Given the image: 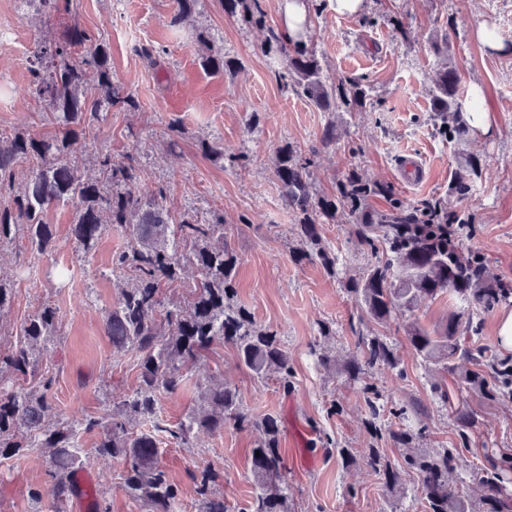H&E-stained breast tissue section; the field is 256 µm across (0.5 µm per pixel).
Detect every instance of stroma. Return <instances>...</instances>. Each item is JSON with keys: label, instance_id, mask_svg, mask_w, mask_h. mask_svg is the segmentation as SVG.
<instances>
[{"label": "stroma", "instance_id": "obj_1", "mask_svg": "<svg viewBox=\"0 0 512 512\" xmlns=\"http://www.w3.org/2000/svg\"><path fill=\"white\" fill-rule=\"evenodd\" d=\"M174 15L173 0H68L66 10L50 15L25 10L20 0H0V24L11 30L8 47L0 48V97L13 103L12 110L0 112V129L55 131L28 92L37 37L61 40L75 25L101 33L110 45L113 80L140 107L106 113L79 141L76 155L89 162L105 147L115 158H135L141 189L168 185L172 211L202 219L222 211L237 256L235 302L258 327L276 332L295 374L292 391H283L277 382L254 378L234 347L220 345L186 373L178 393L162 395L163 418L177 424L197 403V381L223 376L255 419L277 420L283 474L296 512H425L413 477H405L403 493L394 495L368 466L372 445L391 459L398 450L390 440L373 441L364 426L360 390L346 383L340 369L352 353L350 323L360 312L348 284L376 260L354 232L360 218L346 213L322 224L335 267L297 260L299 215L282 197L276 154L288 147L312 156L310 181L320 195H333L339 180L357 172L384 188L369 200V210L389 211L398 199L458 214L464 221L460 250L484 253L489 277L512 288V0H364L355 15L336 13L331 0H314L305 42L320 59L326 81H355L368 91L361 104H340L332 112L320 111L281 78L280 62L266 53L268 28L231 12L224 0H200L196 12L180 22ZM484 28L496 33V45L480 39ZM201 32L207 43L198 41ZM137 45L161 49L157 63L137 56ZM209 48L228 61L223 74L204 72L201 55ZM446 66L461 77L459 104L475 100L494 115L490 134L459 143L440 133L431 88ZM172 121L184 135L171 149L165 131ZM331 123L336 141L320 146ZM209 144L223 147V160L212 161ZM407 152L426 166L421 185L409 187L399 179ZM472 159L479 161L481 176L467 195H457L455 176ZM74 215L69 205L46 212L56 240L51 252H33L19 238L0 253V280L12 288L11 307L0 319V343L13 342L42 303L57 309L60 334L40 368L53 378L48 395L59 419L69 422L104 414L110 401L133 392L139 372L138 354L113 349L104 328L124 279L113 271L112 256L128 239L115 226L84 252L72 234ZM461 307L454 294L445 293L386 327L366 326L391 342L398 357L397 368H375L369 381L386 407L413 400L425 408V448L454 447L455 421L434 395L441 374L416 354L404 327L413 321L437 326ZM324 323L333 339L321 337ZM316 346L335 355L336 367L319 363ZM467 401L478 414L481 440L491 448H512V397L489 402L471 395ZM258 437L257 430L229 425L220 434L200 433L192 448L162 444L161 461L181 491L183 512H197L191 473L201 462L223 473L218 490L225 502L244 507L255 492L251 451ZM99 439L95 431L79 439L86 469L96 478L98 502L107 512H144L121 487V463L95 456ZM340 448L351 449L349 464L337 460ZM35 488L42 493L38 503L30 495ZM51 506L38 449L0 459V512H50Z\"/></svg>", "mask_w": 512, "mask_h": 512}]
</instances>
